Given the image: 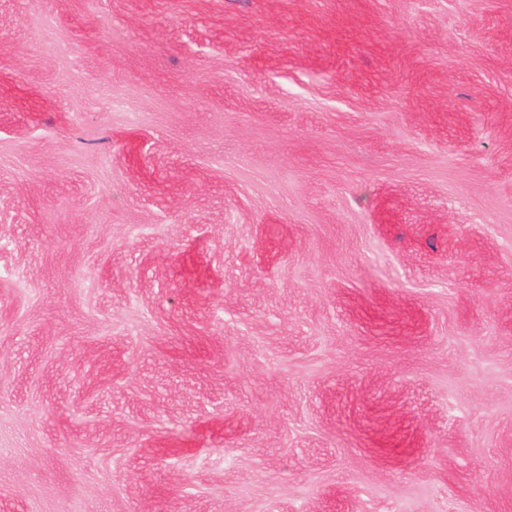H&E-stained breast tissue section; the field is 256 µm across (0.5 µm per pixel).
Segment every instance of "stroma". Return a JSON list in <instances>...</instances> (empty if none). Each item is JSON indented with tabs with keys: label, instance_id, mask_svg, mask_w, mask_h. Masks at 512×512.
Segmentation results:
<instances>
[{
	"label": "stroma",
	"instance_id": "35a3bbf8",
	"mask_svg": "<svg viewBox=\"0 0 512 512\" xmlns=\"http://www.w3.org/2000/svg\"><path fill=\"white\" fill-rule=\"evenodd\" d=\"M0 512H512V0H0Z\"/></svg>",
	"mask_w": 512,
	"mask_h": 512
}]
</instances>
